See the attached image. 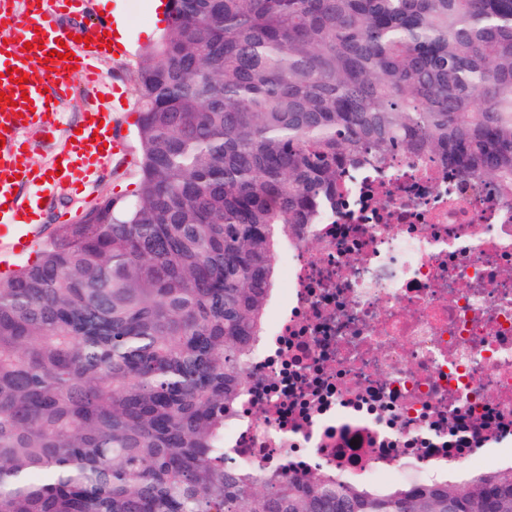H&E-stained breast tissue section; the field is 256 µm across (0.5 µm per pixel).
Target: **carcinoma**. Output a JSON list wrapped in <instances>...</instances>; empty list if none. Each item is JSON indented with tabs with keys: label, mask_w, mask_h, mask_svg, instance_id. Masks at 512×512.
Instances as JSON below:
<instances>
[{
	"label": "carcinoma",
	"mask_w": 512,
	"mask_h": 512,
	"mask_svg": "<svg viewBox=\"0 0 512 512\" xmlns=\"http://www.w3.org/2000/svg\"><path fill=\"white\" fill-rule=\"evenodd\" d=\"M134 198L0 281V512H512V466L377 490L225 463L279 244L350 167L512 200V0H172Z\"/></svg>",
	"instance_id": "carcinoma-1"
}]
</instances>
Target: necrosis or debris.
Segmentation results:
<instances>
[{
  "instance_id": "1",
  "label": "necrosis or debris",
  "mask_w": 512,
  "mask_h": 512,
  "mask_svg": "<svg viewBox=\"0 0 512 512\" xmlns=\"http://www.w3.org/2000/svg\"><path fill=\"white\" fill-rule=\"evenodd\" d=\"M287 252L227 453L376 484L512 463V201L399 156Z\"/></svg>"
}]
</instances>
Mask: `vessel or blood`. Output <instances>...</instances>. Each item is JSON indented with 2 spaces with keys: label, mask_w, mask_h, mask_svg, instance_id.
Here are the masks:
<instances>
[{
  "label": "vessel or blood",
  "mask_w": 512,
  "mask_h": 512,
  "mask_svg": "<svg viewBox=\"0 0 512 512\" xmlns=\"http://www.w3.org/2000/svg\"><path fill=\"white\" fill-rule=\"evenodd\" d=\"M90 0H14L11 7L0 5V27L14 30V41L0 43V91L10 94V102L0 103V278L12 275L8 259L39 250L43 232L36 219L44 203L52 202L61 188H74L102 171L108 153L122 148L119 133L112 125L106 106L88 108L81 134L75 135L70 149L59 162L33 168L22 165L23 135L36 126L52 130L57 122L56 101L74 97V74H82V87L97 97L101 75L98 60L107 57L106 31L109 18H89ZM91 44H81L83 36ZM65 42L67 59L53 57L58 42ZM18 68L25 82H13L6 71ZM19 183H12V176ZM31 187V195L15 193L16 185Z\"/></svg>",
  "instance_id": "b4317fda"
}]
</instances>
